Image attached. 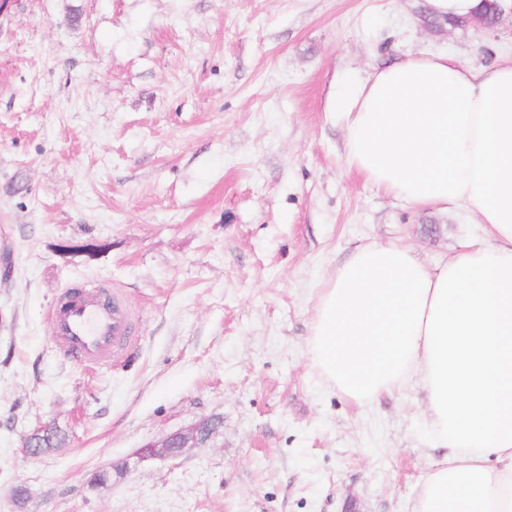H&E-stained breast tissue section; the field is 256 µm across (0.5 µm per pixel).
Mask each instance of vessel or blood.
<instances>
[{"mask_svg": "<svg viewBox=\"0 0 512 512\" xmlns=\"http://www.w3.org/2000/svg\"><path fill=\"white\" fill-rule=\"evenodd\" d=\"M53 339L62 356L89 364L108 358L117 343L127 340L126 312L113 303L108 291L65 288L49 309Z\"/></svg>", "mask_w": 512, "mask_h": 512, "instance_id": "1", "label": "vessel or blood"}]
</instances>
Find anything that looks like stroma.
I'll list each match as a JSON object with an SVG mask.
<instances>
[{"instance_id":"stroma-1","label":"stroma","mask_w":512,"mask_h":512,"mask_svg":"<svg viewBox=\"0 0 512 512\" xmlns=\"http://www.w3.org/2000/svg\"><path fill=\"white\" fill-rule=\"evenodd\" d=\"M425 5H0V512H413L441 455L422 393L357 405L308 343L323 282L357 247L433 264L484 236L457 206L410 205L350 170L328 109L378 64L512 53V19L436 33ZM81 281L133 323L103 367L52 341L48 309ZM208 420L206 447L137 462ZM44 425L64 443L30 456Z\"/></svg>"}]
</instances>
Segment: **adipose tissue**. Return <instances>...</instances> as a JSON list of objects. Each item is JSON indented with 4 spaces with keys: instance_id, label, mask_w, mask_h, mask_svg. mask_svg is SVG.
<instances>
[{
    "instance_id": "adipose-tissue-1",
    "label": "adipose tissue",
    "mask_w": 512,
    "mask_h": 512,
    "mask_svg": "<svg viewBox=\"0 0 512 512\" xmlns=\"http://www.w3.org/2000/svg\"><path fill=\"white\" fill-rule=\"evenodd\" d=\"M328 108L367 181L415 206L464 204L486 229L434 264L392 242L354 252L319 291L312 364L358 404L418 378L450 452L414 512H512V55L478 70L413 56Z\"/></svg>"
}]
</instances>
